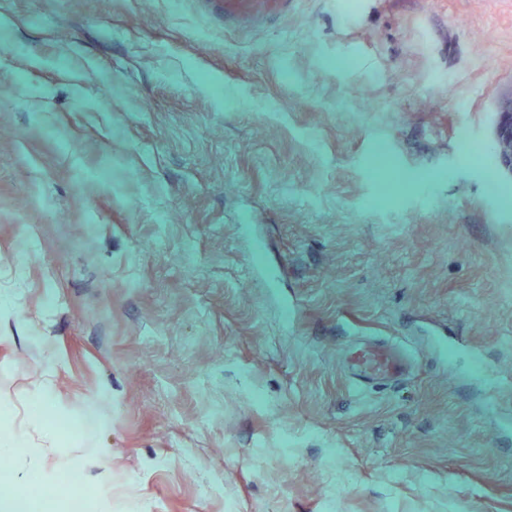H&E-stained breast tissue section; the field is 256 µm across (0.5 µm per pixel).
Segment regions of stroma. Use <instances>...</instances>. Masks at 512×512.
Masks as SVG:
<instances>
[{"label": "stroma", "instance_id": "1", "mask_svg": "<svg viewBox=\"0 0 512 512\" xmlns=\"http://www.w3.org/2000/svg\"><path fill=\"white\" fill-rule=\"evenodd\" d=\"M360 3L239 31L202 0H0L26 512H512V176L465 149L512 88V0ZM378 341L408 362L357 386Z\"/></svg>", "mask_w": 512, "mask_h": 512}]
</instances>
